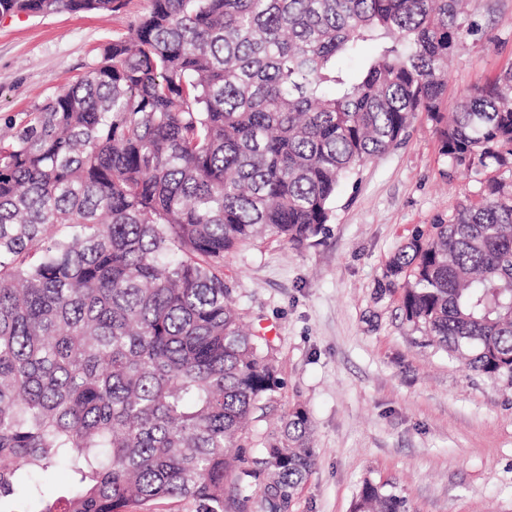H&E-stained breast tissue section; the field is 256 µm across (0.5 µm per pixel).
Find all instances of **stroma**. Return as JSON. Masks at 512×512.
Returning a JSON list of instances; mask_svg holds the SVG:
<instances>
[{
  "label": "stroma",
  "mask_w": 512,
  "mask_h": 512,
  "mask_svg": "<svg viewBox=\"0 0 512 512\" xmlns=\"http://www.w3.org/2000/svg\"><path fill=\"white\" fill-rule=\"evenodd\" d=\"M150 8L0 17V139L75 83L105 45ZM473 36L448 64V98L512 68V0H472ZM492 169L465 176L418 113L406 137L337 190L333 216L300 247L268 237L224 262L254 331L272 339L284 382L244 438L251 460L289 410L313 425L315 465L289 512H352L364 482L394 488L405 512H512V391L423 346L399 293H379L384 265L415 231L478 200Z\"/></svg>",
  "instance_id": "35a3bbf8"
}]
</instances>
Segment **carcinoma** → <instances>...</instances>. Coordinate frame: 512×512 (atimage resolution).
<instances>
[{
	"mask_svg": "<svg viewBox=\"0 0 512 512\" xmlns=\"http://www.w3.org/2000/svg\"><path fill=\"white\" fill-rule=\"evenodd\" d=\"M471 0H151L128 38L0 140V504L38 512H288L315 464L306 410L266 472L241 444L283 381L232 306L224 258L317 236L342 180L419 112L462 174L512 172V68L442 112ZM121 0H0V15ZM371 43L360 69L339 60ZM389 257L405 321L512 390V183L487 181ZM261 484L260 500L251 489ZM354 512H403L367 483Z\"/></svg>",
	"mask_w": 512,
	"mask_h": 512,
	"instance_id": "cac0c4a2",
	"label": "carcinoma"
}]
</instances>
